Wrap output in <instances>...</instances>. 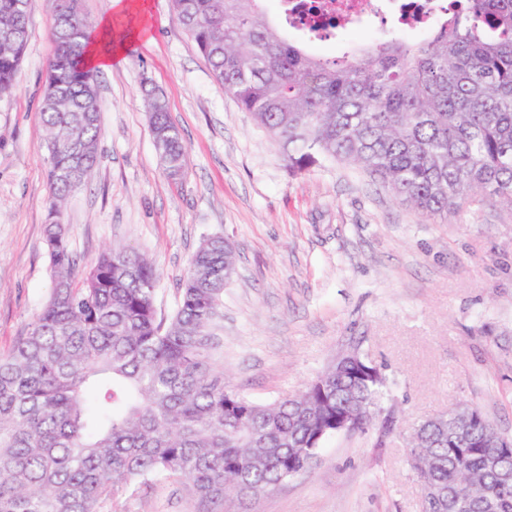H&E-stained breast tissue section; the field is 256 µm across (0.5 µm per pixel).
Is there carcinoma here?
<instances>
[{
    "label": "carcinoma",
    "mask_w": 512,
    "mask_h": 512,
    "mask_svg": "<svg viewBox=\"0 0 512 512\" xmlns=\"http://www.w3.org/2000/svg\"><path fill=\"white\" fill-rule=\"evenodd\" d=\"M29 0H0V98L27 48ZM264 0H172L174 13L238 107L278 144L288 168L354 164L428 218L476 192L512 210V0H457L418 43L398 38L337 59L267 18ZM52 24L42 132L49 205L62 208L95 166L101 133L96 71L83 59L92 22L79 0ZM153 143L169 178L186 147L164 101L149 98ZM52 291L0 355V512H101L159 479L182 478L199 505L268 493L354 418L365 431L382 399L366 354L338 360L295 399L263 404L224 383L226 274L237 252L202 238L175 308L157 305L140 254L104 249L77 271L62 224L46 226ZM485 425L427 419L423 479L443 490L421 512H512V454Z\"/></svg>",
    "instance_id": "1"
}]
</instances>
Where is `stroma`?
Returning a JSON list of instances; mask_svg holds the SVG:
<instances>
[{"label": "stroma", "instance_id": "stroma-1", "mask_svg": "<svg viewBox=\"0 0 512 512\" xmlns=\"http://www.w3.org/2000/svg\"><path fill=\"white\" fill-rule=\"evenodd\" d=\"M147 29L123 64L99 72L98 162L57 216L41 135L53 0H30L17 83L0 100V353L51 291L44 229L65 224L80 267L119 243L156 269L173 308L203 235L231 239L224 290V375L261 403L298 394L352 349L388 386L367 432L339 433L314 466L223 512H420L407 435L457 402L512 438V211L484 194L427 219L355 166L290 171L278 145L212 77L171 0H142ZM164 99L187 147L167 177L146 88ZM122 512H197L186 481L142 486Z\"/></svg>", "mask_w": 512, "mask_h": 512}]
</instances>
